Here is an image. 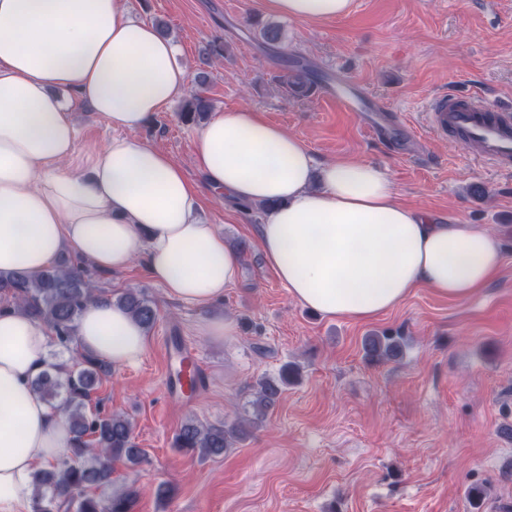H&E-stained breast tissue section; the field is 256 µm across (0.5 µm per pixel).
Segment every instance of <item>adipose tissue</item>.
<instances>
[{
    "label": "adipose tissue",
    "mask_w": 512,
    "mask_h": 512,
    "mask_svg": "<svg viewBox=\"0 0 512 512\" xmlns=\"http://www.w3.org/2000/svg\"><path fill=\"white\" fill-rule=\"evenodd\" d=\"M351 4L265 0L304 21L343 17ZM187 87L172 38L133 18L125 0H0V271L35 273L68 249L111 272L139 257L169 298L212 306L240 258L200 216L210 197L265 206V261L296 302L328 317L367 320L420 287L463 300L498 272L495 233L402 204L371 164L318 162L250 109L215 113L199 130L189 177L138 136ZM66 92L119 132L83 171L64 167L76 145ZM51 339L0 301V512H32L34 472L70 446L65 414L31 386ZM77 344L121 367L142 358L147 340L126 310L96 300Z\"/></svg>",
    "instance_id": "adipose-tissue-1"
}]
</instances>
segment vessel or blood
<instances>
[{
    "label": "vessel or blood",
    "instance_id": "obj_1",
    "mask_svg": "<svg viewBox=\"0 0 512 512\" xmlns=\"http://www.w3.org/2000/svg\"><path fill=\"white\" fill-rule=\"evenodd\" d=\"M322 96L346 112H367V129L387 140L402 139L405 123L389 120L380 100L368 97L361 87L341 73H327L320 85ZM427 125L437 134L461 138L472 148V160L505 174L512 173V103L501 104L472 92L451 91L431 99L426 107ZM175 386L189 390L202 382L203 370L193 356L180 365Z\"/></svg>",
    "mask_w": 512,
    "mask_h": 512
}]
</instances>
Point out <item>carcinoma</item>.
Listing matches in <instances>:
<instances>
[{
  "label": "carcinoma",
  "mask_w": 512,
  "mask_h": 512,
  "mask_svg": "<svg viewBox=\"0 0 512 512\" xmlns=\"http://www.w3.org/2000/svg\"><path fill=\"white\" fill-rule=\"evenodd\" d=\"M205 84V79L198 80L197 87L185 99L181 111L184 120L203 119L210 111V100L202 93ZM0 294L11 300L17 310L47 324L55 343L65 349L76 339L77 322L84 306L101 297L115 299L146 331L153 329L158 319L155 302L145 292L127 290L114 298L95 284L85 263L70 259L35 274L0 273ZM363 349L373 361H390L403 355L404 343L400 336L374 333L364 338ZM106 370L105 361L79 354L74 365L52 363L33 380L35 391L44 401H61L72 434L68 452L33 475L35 512H60L63 507L68 512H133L136 490L107 497L98 494L112 486L117 465L134 467L147 459L146 451L134 441L127 417L87 409L86 401ZM297 375L298 369L287 363L279 375L260 378L252 401V416L224 424L189 420L176 434L174 447L197 451L203 458L223 455L263 421L267 410Z\"/></svg>",
  "instance_id": "1"
}]
</instances>
